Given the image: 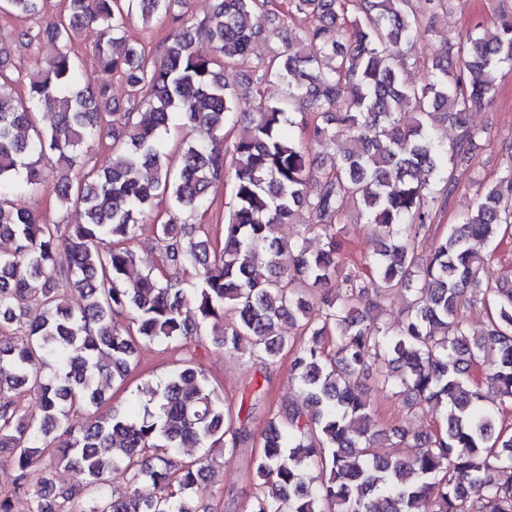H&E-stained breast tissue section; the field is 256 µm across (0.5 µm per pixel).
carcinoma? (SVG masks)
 <instances>
[{"label":"carcinoma","instance_id":"obj_1","mask_svg":"<svg viewBox=\"0 0 512 512\" xmlns=\"http://www.w3.org/2000/svg\"><path fill=\"white\" fill-rule=\"evenodd\" d=\"M184 0H61V18L44 28L57 42L94 34L93 54L121 77L128 108L111 106L110 85L78 84V62L59 52L28 75L27 101L0 73V453L14 468L0 512L28 496L31 512H209L194 499L214 458L181 459L185 448L226 457L254 438L251 424L263 397L257 387L234 409L190 358L173 365L121 412L105 408L106 390L127 380L141 349L177 350L201 343L208 330L224 351L267 371L288 351L301 400L267 417L255 475L259 492L249 512H512V432L501 419L512 406V286L481 284L493 253L477 246L512 235V165L484 187L476 207L436 234L434 217L454 193L455 163L480 149L483 131L472 109L497 94L500 68L512 65V14L486 38L475 29L445 43L421 86L402 82L400 68L417 41L432 32L445 0H288V18L314 23L288 31L283 48L251 74L241 66L259 37H278L288 24L273 0H214L210 15L188 23ZM181 23L163 56L126 44L135 8ZM45 0H0V11L39 17ZM202 29L212 52L194 49ZM286 85L267 100L266 82ZM253 102L231 146L224 125L242 100ZM302 105L300 134L287 126ZM44 107L55 121L34 125ZM412 112L415 121L403 125ZM446 121L448 145L437 136ZM201 134L170 148L172 123ZM111 140V160L88 167L89 144ZM334 146L325 168L312 145ZM56 161L54 193L82 209L80 224H45L14 206L42 184V163ZM229 178L233 204L219 246L189 220L211 188ZM317 191L308 192L309 184ZM156 225L165 269L140 266L130 247L138 224L162 201ZM361 212L371 234L385 233L363 258L370 275L344 271L337 253L341 216ZM308 213L303 232L325 240L312 253L307 239L284 241L279 224ZM432 238L426 259L419 241ZM192 269L184 288L178 274ZM378 298L407 293L406 319L387 326L362 309L368 285ZM82 294L77 308L67 292ZM488 306L489 327L470 331L463 309ZM286 320L299 334L279 332ZM26 340H13L15 326ZM411 395L410 406L443 415L432 430L411 435L393 426L395 441L375 452L379 421L361 380ZM36 396V408L20 403ZM93 408L79 431L61 419ZM415 442L416 451L401 446ZM63 463L77 484L56 487L51 469ZM124 476L122 489L112 474ZM161 491L145 498L139 485Z\"/></svg>","mask_w":512,"mask_h":512}]
</instances>
